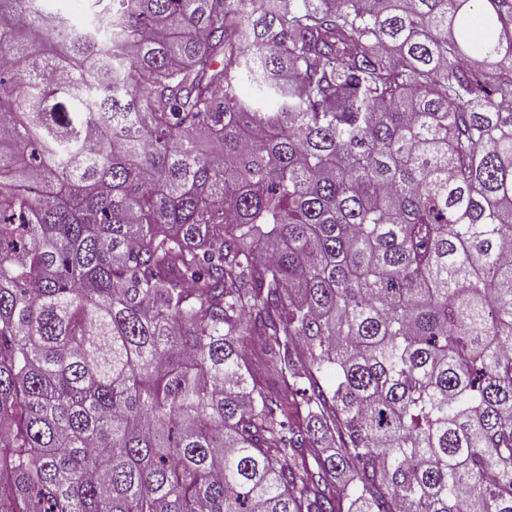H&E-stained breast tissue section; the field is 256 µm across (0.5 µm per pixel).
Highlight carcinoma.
<instances>
[{
    "label": "carcinoma",
    "mask_w": 512,
    "mask_h": 512,
    "mask_svg": "<svg viewBox=\"0 0 512 512\" xmlns=\"http://www.w3.org/2000/svg\"><path fill=\"white\" fill-rule=\"evenodd\" d=\"M89 2L0 0V512H512V0ZM49 5L52 10L67 18L73 31L77 34L84 30L89 21L88 0H53ZM256 384L265 392L278 393L282 389V380L271 370L261 357L259 347L255 348L251 356Z\"/></svg>",
    "instance_id": "obj_1"
}]
</instances>
